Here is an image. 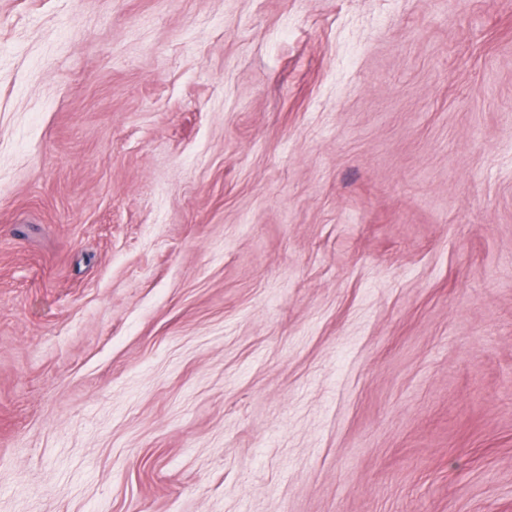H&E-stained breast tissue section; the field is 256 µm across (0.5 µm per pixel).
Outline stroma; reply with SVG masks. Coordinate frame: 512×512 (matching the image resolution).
<instances>
[{
    "label": "stroma",
    "mask_w": 512,
    "mask_h": 512,
    "mask_svg": "<svg viewBox=\"0 0 512 512\" xmlns=\"http://www.w3.org/2000/svg\"><path fill=\"white\" fill-rule=\"evenodd\" d=\"M0 512H512V0H0Z\"/></svg>",
    "instance_id": "stroma-1"
}]
</instances>
